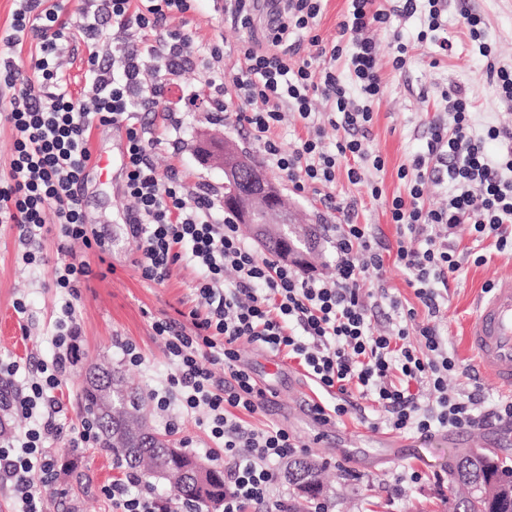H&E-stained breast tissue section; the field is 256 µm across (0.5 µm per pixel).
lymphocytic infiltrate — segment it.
Wrapping results in <instances>:
<instances>
[{
	"label": "lymphocytic infiltrate",
	"mask_w": 512,
	"mask_h": 512,
	"mask_svg": "<svg viewBox=\"0 0 512 512\" xmlns=\"http://www.w3.org/2000/svg\"><path fill=\"white\" fill-rule=\"evenodd\" d=\"M196 0H83L78 18L67 16L63 0H14L12 21L0 29V124L14 134L7 178L0 180V224L11 225L23 246L22 260L37 256L31 247L48 224H56L59 240L81 241L104 254L111 242L88 229L80 208L84 170L92 159L93 127L109 126L125 137L123 193L131 199L125 222L135 243L133 265L147 282L161 285L174 265L197 267L191 298L181 312L184 325L156 320L174 367L164 390L149 397L162 411L178 405L180 414L204 412L201 424L224 452V501L221 512H245L262 506L283 512L273 499L277 463L299 445L278 426L249 428L244 414L261 408L267 393L238 365L239 346L249 343L297 360L328 395L332 408L316 405L322 421L346 414V397L376 403L396 432L427 433L434 429H474L489 422H512V395L479 410L474 397L448 395V374L455 363L444 352L435 327L414 326V310L401 315L385 335H374L363 301L364 274L382 269L384 258L371 225L354 220L356 203L342 206L343 223L332 225L336 275L317 279L261 256L248 244L231 218L218 214L207 189L190 187L176 170L160 173L151 153L163 142L152 125L136 119L140 106L163 104L172 76L190 61H200L205 83L213 88L217 111H234L268 164L285 174L297 191L321 192L344 172L350 184L362 181L364 162L383 170L385 161L353 130L371 122L372 108L382 92L376 43L369 32L391 16L410 17L417 0H394L390 8L376 0H349L332 44H325L316 20L323 0H279V24L256 40L255 0H233V23L245 30L239 53L240 72L225 77L219 45L195 43L179 22ZM469 37L487 59V72L501 101L512 103V67L490 58L482 21L467 15ZM304 32L316 55L293 61L289 36ZM154 36L151 44L134 43L132 35ZM86 47L83 97H75L62 61L74 43ZM31 44L29 68L16 55ZM353 73L359 98L346 95L337 61ZM164 77L150 81V71ZM321 96L340 116L345 135L335 151L322 146L323 128L310 101ZM448 119L435 123L424 155L400 166L398 178L408 180L407 195L388 204L400 231L395 262L409 270V281L429 314L439 311V285L459 268L458 246L451 236L458 225L469 227L474 242L493 240L497 251H512V149L494 156L486 144L512 142V128L493 126L486 136L471 130L469 99L461 89L447 93ZM293 109L308 130L294 148L283 150L274 131ZM444 168L454 188L446 206L427 209L420 203L428 160ZM233 271L226 281L225 271ZM55 348L50 363L27 391L15 388L18 366L0 362V411L28 419L23 431L0 437V481L9 483L14 512H43L38 486L49 485L53 471L46 442L59 435L56 417L63 406L56 396L66 370L78 362L81 326L72 305L55 322ZM418 332L419 345L408 341ZM224 368L216 380L212 368ZM113 512H193L172 495L160 494L133 471L103 489Z\"/></svg>",
	"instance_id": "obj_1"
}]
</instances>
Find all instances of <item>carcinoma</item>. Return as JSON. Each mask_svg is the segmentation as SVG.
I'll use <instances>...</instances> for the list:
<instances>
[{"mask_svg": "<svg viewBox=\"0 0 512 512\" xmlns=\"http://www.w3.org/2000/svg\"><path fill=\"white\" fill-rule=\"evenodd\" d=\"M144 397L138 388L127 384L121 375L96 366L89 368L82 393V409L100 435V446L107 448L130 469H144L149 478L169 481L174 494L206 512L224 501V472L210 467L183 452L168 453V440L155 433L143 416ZM512 467L493 455L461 457L451 470L455 486L480 480L491 484ZM321 467L307 459L290 463L288 481L312 501L323 494ZM450 512H512V495L473 500L464 495L450 505Z\"/></svg>", "mask_w": 512, "mask_h": 512, "instance_id": "obj_1", "label": "carcinoma"}]
</instances>
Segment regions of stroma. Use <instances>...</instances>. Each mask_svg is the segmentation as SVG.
I'll return each mask as SVG.
<instances>
[{
  "label": "stroma",
  "instance_id": "obj_1",
  "mask_svg": "<svg viewBox=\"0 0 512 512\" xmlns=\"http://www.w3.org/2000/svg\"><path fill=\"white\" fill-rule=\"evenodd\" d=\"M481 18L500 64L512 66V0H447L444 20L453 48L441 54L429 42H418L416 36L425 16L417 11L412 17H392L387 28L379 30L378 64L383 79V94L373 106L368 125L367 144L385 160L383 171H367L363 182L350 184L345 174H338L330 192L336 202L357 200L358 221L373 225L381 246H395L398 231L391 223L387 204L392 197L405 193L403 181L397 177L399 166L410 164L423 154L433 123L447 120V102L442 94L452 87H462L471 101L472 124L476 132L489 126L512 125V105L501 102L486 74V60L467 35L464 17ZM187 30L200 43H217L224 50V72L234 75L240 69L237 46L243 30L214 9L212 0H198L196 9L187 15ZM407 44L406 63L394 69L389 52L395 38ZM196 106H189V98ZM181 118L180 130H173L165 113ZM138 118L154 124L164 134L162 146L153 152L159 171L175 168L189 184L210 187L216 204L224 202V171L201 163L195 155L199 138L230 140L253 155L261 149L247 128L234 118H218L200 64L188 65L177 77L163 110H139ZM91 142L95 154L108 156L112 174L108 180L89 177L82 194V208L93 229L109 238L112 247L105 256L88 251L82 242L73 240L67 252H59L55 234H47L33 244L43 261L24 265L14 229L0 227V359L17 362V383L36 373L39 365L51 361L55 320L65 301H72L82 334L79 344L83 355L63 379L59 398L64 404L58 421L60 436L48 443L47 454L55 464L73 462L71 472L57 476L54 487H43L44 512H112V503L102 489L124 473L115 456L93 446L72 447L69 438L73 427L84 418L81 395L85 374L91 365L119 371L141 392L162 388L171 364L163 340L156 336L151 324L156 319L174 320L197 276L193 265L173 266L169 279L161 285L143 281L133 267L134 244L123 222L130 203L123 193L121 156L123 139L109 127L93 129ZM274 179L282 187L285 202L300 218L313 224H337L343 219L312 190L296 191L281 172ZM378 184L381 198L371 196V184ZM485 263L473 257L460 258L461 267L439 300L440 312L429 317L427 308L408 284L409 274L385 256L382 270L366 274L371 295L365 303L371 329L388 332L395 314L390 299H399L404 308L414 309L417 324L437 326L450 357L458 369L448 375V393L452 396L472 395L483 406L498 402L503 390L489 376L479 373L474 354L466 342V324L479 295L498 276L512 271V253L497 252L492 246L483 249ZM84 260L92 274L84 281L77 298L55 287L53 270L61 262ZM27 305L25 316L13 308L15 300ZM136 346L144 362L134 367L123 354L124 344ZM273 359L276 373H268L263 361ZM240 364L258 385L278 389L277 402L247 418L256 429L275 424L288 430L302 444L301 454L322 463L329 489L324 497L329 512H448L453 491L448 483V467L459 453V446L444 441L440 431L428 434L404 433L407 452L399 459L381 458L377 442L391 430L378 424V406L361 400L330 425L313 428L298 420L294 411L299 403L331 404V397L306 378L297 362L270 355L265 348L242 344ZM149 426L171 441L175 447H188L190 454L205 459L212 447L207 431L196 416L183 417L179 429L166 427L165 415L148 406Z\"/></svg>",
  "mask_w": 512,
  "mask_h": 512
}]
</instances>
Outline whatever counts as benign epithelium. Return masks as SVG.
<instances>
[{
  "instance_id": "obj_1",
  "label": "benign epithelium",
  "mask_w": 512,
  "mask_h": 512,
  "mask_svg": "<svg viewBox=\"0 0 512 512\" xmlns=\"http://www.w3.org/2000/svg\"><path fill=\"white\" fill-rule=\"evenodd\" d=\"M202 148L206 151V161L224 169V186L229 189V203L238 223L245 225L263 246L271 239L284 241L280 261L292 265H310V255L298 250L288 238L293 223L288 214L280 209L281 190L278 183L271 178L256 179L249 158L229 140L220 144L205 140ZM499 487L498 483L477 481L469 486V497L488 500Z\"/></svg>"
}]
</instances>
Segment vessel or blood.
I'll list each match as a JSON object with an SVG mask.
<instances>
[{
	"label": "vessel or blood",
	"mask_w": 512,
	"mask_h": 512,
	"mask_svg": "<svg viewBox=\"0 0 512 512\" xmlns=\"http://www.w3.org/2000/svg\"><path fill=\"white\" fill-rule=\"evenodd\" d=\"M468 344L481 373L512 391V274L500 275L475 305Z\"/></svg>",
	"instance_id": "b4317fda"
}]
</instances>
